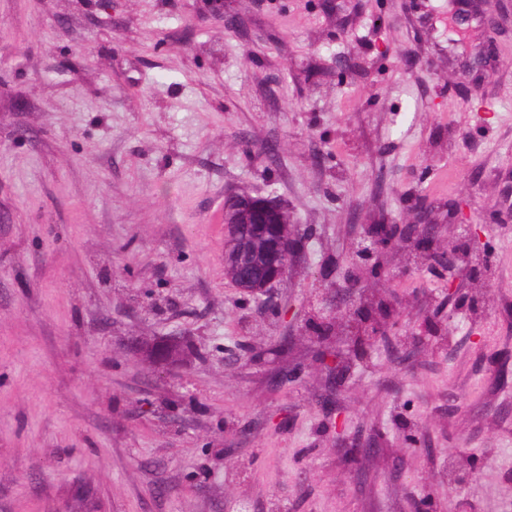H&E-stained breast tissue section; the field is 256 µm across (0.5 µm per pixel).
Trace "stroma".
I'll list each match as a JSON object with an SVG mask.
<instances>
[{"mask_svg": "<svg viewBox=\"0 0 512 512\" xmlns=\"http://www.w3.org/2000/svg\"><path fill=\"white\" fill-rule=\"evenodd\" d=\"M502 10L0 0V512H512ZM256 192L303 232L275 313L224 275V203ZM460 207L491 264L468 306L413 250L356 261L370 224L457 247ZM381 300L401 324L360 353L321 332ZM168 340L182 364L142 356Z\"/></svg>", "mask_w": 512, "mask_h": 512, "instance_id": "1", "label": "stroma"}]
</instances>
